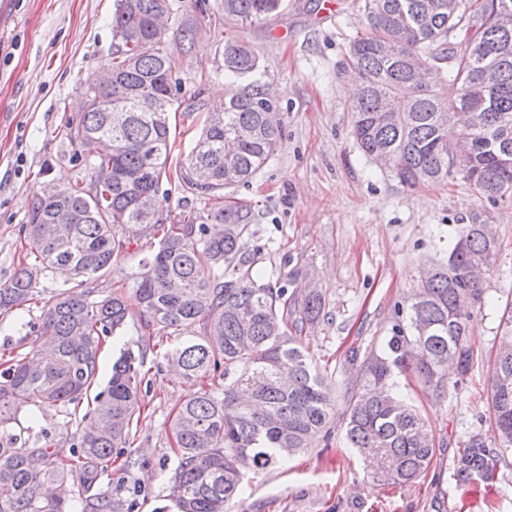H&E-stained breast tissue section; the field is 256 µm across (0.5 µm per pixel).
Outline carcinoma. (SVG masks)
Segmentation results:
<instances>
[{
	"mask_svg": "<svg viewBox=\"0 0 512 512\" xmlns=\"http://www.w3.org/2000/svg\"><path fill=\"white\" fill-rule=\"evenodd\" d=\"M504 4L512 8V0H362L368 30L350 40L345 63L358 82L352 134L365 155L390 161L402 186L460 180L490 202L512 200V26L501 28L495 16ZM284 7L285 0H221L224 21L241 28ZM174 12L173 0H117L115 51L106 68L119 84L95 90L81 83L83 110L57 131L89 180L46 183L34 194L23 226L32 261L0 284V313L42 303L30 350L0 357V427L26 407L78 404L96 385L100 349L130 314L121 294L100 298L91 285L112 276L132 241L149 237L156 249L127 275L140 322L169 335L203 326L202 335L166 352L200 385L171 423L178 459L173 497L178 512H224L241 494L246 471L284 463L328 432V383L302 342L325 302L291 257L273 286L254 273L251 206L224 199V189L266 165L282 129L270 115L278 105L259 57L242 40L224 41L225 84L235 94L206 109L176 173L203 206L165 223L159 192L170 126L150 111V101L178 104L182 82L173 76L168 40L151 21ZM173 35L187 52L196 27L183 20ZM430 71L444 76L448 96L431 91ZM100 95L123 111H100ZM458 112L470 114L467 126L453 121ZM496 252L481 225H458L448 262L423 291L413 288L394 305L389 334L345 353L363 375L346 389L348 447L376 458L377 479L387 485L416 479L436 451L423 439L426 423L398 377L414 368L440 397L448 363L456 366L454 384L466 380L478 358L471 321L481 294L471 269L477 261L490 266ZM57 271L73 286L41 295L39 279ZM148 349H127L112 363L69 455L52 450L48 439L26 448L16 435L0 437V512H134L133 504L93 488L140 420ZM490 400L498 440L467 436L455 458L461 483H492L501 449L512 448V349L493 361Z\"/></svg>",
	"mask_w": 512,
	"mask_h": 512,
	"instance_id": "carcinoma-1",
	"label": "carcinoma"
}]
</instances>
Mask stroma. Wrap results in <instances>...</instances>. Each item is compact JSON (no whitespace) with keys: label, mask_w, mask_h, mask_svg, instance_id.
I'll list each match as a JSON object with an SVG mask.
<instances>
[{"label":"stroma","mask_w":512,"mask_h":512,"mask_svg":"<svg viewBox=\"0 0 512 512\" xmlns=\"http://www.w3.org/2000/svg\"><path fill=\"white\" fill-rule=\"evenodd\" d=\"M217 3L180 0L197 35L190 51L169 48L182 81L179 100L186 106L197 98L219 101L229 38L254 48L264 80L276 89L284 114L278 149L253 178L228 193L252 209L251 258L267 282L276 281L289 255L310 269L325 296V312L306 327L303 342L332 378L336 410L329 445L247 473L244 492L225 512H512V448L504 449L493 486L461 484L453 476L466 436L494 435L487 363L476 364L442 400L408 377L409 395L436 440L429 467L410 484L376 482L366 460L347 447L342 418L344 388L361 378L345 362L346 350L386 335L395 303L416 286L420 270L447 262L456 225H490L499 243L472 320L476 347L488 354L498 346L501 317L512 309V203H490L457 180L404 189L360 150L341 67L349 40L367 29L362 0H336L329 15L323 0H286L279 16L245 30L225 24ZM114 10L115 0H11L0 21V282L24 259L22 226L41 183L66 185L82 175L64 157L56 132L76 117L81 82L111 56ZM39 316L35 305L0 316V354L28 352L24 325ZM201 333L196 323L177 336L151 337L131 320L115 343L102 347L104 383L119 349L155 345L142 366L148 384L143 413L126 447L137 465L116 459L94 486L134 502V512H175L170 424L198 386L173 371L165 353L179 339ZM94 405L87 396L76 407L25 408L10 431L27 447L48 440L66 454L77 444L82 414Z\"/></svg>","instance_id":"stroma-1"}]
</instances>
